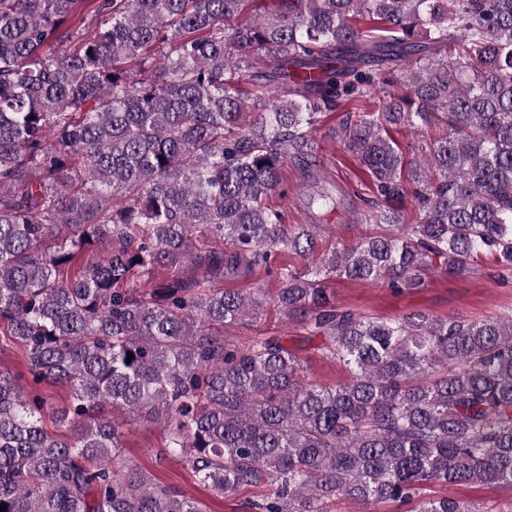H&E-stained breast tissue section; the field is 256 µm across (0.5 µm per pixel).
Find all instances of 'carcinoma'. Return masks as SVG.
<instances>
[{"label":"carcinoma","mask_w":512,"mask_h":512,"mask_svg":"<svg viewBox=\"0 0 512 512\" xmlns=\"http://www.w3.org/2000/svg\"><path fill=\"white\" fill-rule=\"evenodd\" d=\"M401 57L406 92L336 131L382 232L321 255L317 225L291 229L267 201L287 195L288 159L313 156L319 116ZM432 124L444 134L406 160L389 129ZM280 252L305 267L277 272L276 302L342 384L305 381L277 337L224 336L261 302L219 284ZM159 266L170 277L138 290ZM432 268L512 273V0H0V334L73 397L52 411L69 433L52 432L46 402L0 371L3 512H203L125 468L114 409L148 411L214 495L265 488L246 512H485L427 491L512 489V315L388 322L327 296L333 278L401 292ZM413 504H402L399 502H375L372 504H355L343 501L336 507L335 512H406L411 510Z\"/></svg>","instance_id":"cac0c4a2"}]
</instances>
